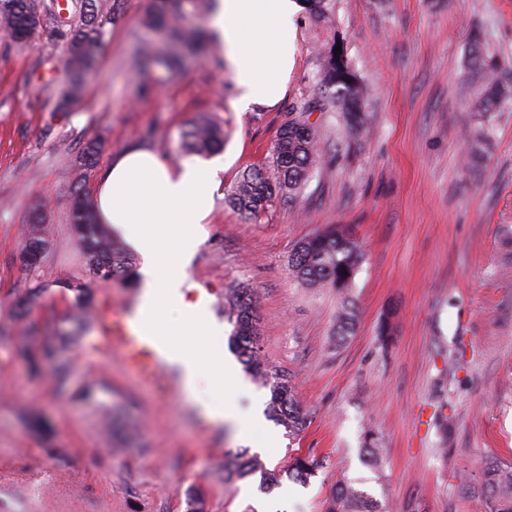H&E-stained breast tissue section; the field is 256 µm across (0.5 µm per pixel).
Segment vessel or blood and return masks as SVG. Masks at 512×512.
<instances>
[{
    "instance_id": "vessel-or-blood-1",
    "label": "vessel or blood",
    "mask_w": 512,
    "mask_h": 512,
    "mask_svg": "<svg viewBox=\"0 0 512 512\" xmlns=\"http://www.w3.org/2000/svg\"><path fill=\"white\" fill-rule=\"evenodd\" d=\"M133 311L102 318L95 343L101 352L119 349L126 366L143 379L159 383L164 377V362L152 337L139 332L133 324Z\"/></svg>"
}]
</instances>
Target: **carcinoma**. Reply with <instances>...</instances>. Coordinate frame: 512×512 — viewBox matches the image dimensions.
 Listing matches in <instances>:
<instances>
[{
    "mask_svg": "<svg viewBox=\"0 0 512 512\" xmlns=\"http://www.w3.org/2000/svg\"><path fill=\"white\" fill-rule=\"evenodd\" d=\"M67 16L60 19L52 0H0V32L11 41L26 45L43 34L54 32L63 56V72L59 81L57 109L74 105L82 95L83 77L94 68L97 50L116 20L117 0H65ZM213 0H152L151 10L144 18L150 30H158L167 38L165 49L141 51L139 65L147 69L158 62L178 64L185 58L204 51L208 42L204 29L192 19L210 13ZM471 80L480 86L474 110L479 126L470 135L471 165L476 166L487 154L491 142L489 124L493 113L512 100V88L502 81L497 70L486 63L482 33L471 32ZM331 45L321 53L319 83L332 107L340 112L351 132L361 129L367 121L364 112L365 92L358 75L348 63H339ZM311 106H303L288 120L276 136L266 165L244 170L233 185L228 202L238 211L256 215L276 198L296 200L310 179L319 160L317 130L308 119ZM224 147V128L209 119L193 123L184 134L183 149L192 154L208 156ZM97 143L89 141L76 155L75 165L85 171L96 163ZM42 218L31 219L32 229L22 252L29 251L33 241L46 243ZM71 228L76 245L83 250L90 275L108 281L127 277L131 258L113 241L104 225L85 201L80 188L73 192ZM363 253L353 229L333 224L327 230L298 242L289 258L293 276L308 288H328L340 297L336 316V339L353 334L356 326L355 304L352 300L355 275ZM224 314L233 325L230 342L233 350L255 379L270 391L268 414L294 434L307 424L308 414L296 399L295 388L288 373L272 367L261 355L260 329L252 294L246 288L235 289L225 298ZM366 461L380 463L383 449L377 434L364 435ZM323 462L307 453L294 457L288 464V476L307 483L316 476ZM225 470L230 476L244 478L261 475L260 489L269 491L278 485L279 474L267 470L253 456H235ZM481 493L492 512H512V465L497 460L486 463ZM327 512H379L375 500L351 482L336 484Z\"/></svg>",
    "mask_w": 512,
    "mask_h": 512,
    "instance_id": "obj_1",
    "label": "carcinoma"
}]
</instances>
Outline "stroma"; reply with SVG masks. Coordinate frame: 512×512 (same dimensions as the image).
<instances>
[{
  "label": "stroma",
  "mask_w": 512,
  "mask_h": 512,
  "mask_svg": "<svg viewBox=\"0 0 512 512\" xmlns=\"http://www.w3.org/2000/svg\"><path fill=\"white\" fill-rule=\"evenodd\" d=\"M151 0H120L83 95L56 109L61 57L51 32L15 47L0 38V512H256L248 493L260 475L227 478L240 452L228 428L196 403L143 385L119 354L92 350L93 329L31 375L16 355L30 320L42 340L68 325L65 282L88 284L94 316L136 304L133 283L93 279L76 250L73 187L92 196L96 170L73 159L98 143V167L141 141L187 161L182 134L201 115L224 127V169L210 223L188 267L224 317L229 289L253 295L264 358L288 372L309 415L288 433L264 420L260 459L286 469L292 456L324 463L308 484L282 478L271 512H326L338 480L374 496L383 512H489L480 492L487 461L512 462V102L491 120L492 144L467 170L474 93L463 79L469 32L512 85V0H330L331 19L298 16V50L285 98L274 108L234 111L231 81L215 62L179 75L135 65L155 36L143 25ZM340 41L365 83L367 126L349 134L330 112H313L319 164L304 196L275 200L257 215L227 202L241 171L264 164L289 114L320 99V54ZM48 232L41 263L20 259L33 212ZM352 225L364 250L352 290L356 327L334 336L339 301L291 274L301 239ZM393 326L382 346L378 326ZM48 422L45 430L35 420ZM385 448L366 465L363 435Z\"/></svg>",
  "instance_id": "35a3bbf8"
}]
</instances>
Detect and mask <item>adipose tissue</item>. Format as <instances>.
Returning a JSON list of instances; mask_svg holds the SVG:
<instances>
[{
    "label": "adipose tissue",
    "mask_w": 512,
    "mask_h": 512,
    "mask_svg": "<svg viewBox=\"0 0 512 512\" xmlns=\"http://www.w3.org/2000/svg\"><path fill=\"white\" fill-rule=\"evenodd\" d=\"M301 8L300 0H217L208 25L232 74L237 111L270 108L285 96L297 50L293 18ZM218 189L216 165L186 161L176 166L156 147L129 143L100 170L93 191L98 222L143 258L133 274L140 290L137 320L147 335L165 343L167 361L180 369L189 398L209 378L219 390L244 388L230 359L220 358L213 371L168 343L173 336L224 333L208 316L207 295L186 271ZM168 305L180 310L178 325L163 316Z\"/></svg>",
    "instance_id": "obj_1"
}]
</instances>
